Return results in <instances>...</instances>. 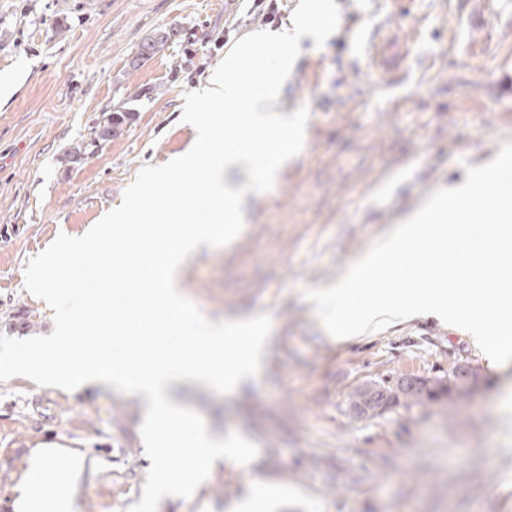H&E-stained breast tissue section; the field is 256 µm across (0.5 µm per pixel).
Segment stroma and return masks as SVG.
Masks as SVG:
<instances>
[{
  "label": "stroma",
  "instance_id": "obj_1",
  "mask_svg": "<svg viewBox=\"0 0 512 512\" xmlns=\"http://www.w3.org/2000/svg\"><path fill=\"white\" fill-rule=\"evenodd\" d=\"M336 35L301 56L283 105L307 107L302 152L273 188L249 193L250 220L181 269V288L208 318L267 315L272 339L256 381L227 394L191 385L183 406L212 432L258 449L249 469L227 461L188 498L157 512H209L258 479L272 512H512V452H502L499 401L512 367L491 371L464 330L432 318L337 344L310 290L442 181L463 177L512 141V0H335ZM275 24L299 0H273ZM253 0H0V336L50 334L54 312L25 287L28 262L59 235L96 224L145 166L192 143L186 93L205 85L229 44L267 27ZM378 29V70L349 35ZM165 49L132 68L139 43ZM133 113L112 141L103 113ZM82 154L66 161L67 152ZM476 374L470 388L427 405L353 418L368 383ZM143 406L108 388L63 391L0 381V512H15L33 454L86 456L75 512H129L151 465Z\"/></svg>",
  "mask_w": 512,
  "mask_h": 512
}]
</instances>
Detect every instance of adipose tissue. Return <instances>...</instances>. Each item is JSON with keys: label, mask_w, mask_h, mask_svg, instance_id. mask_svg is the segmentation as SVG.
I'll list each match as a JSON object with an SVG mask.
<instances>
[{"label": "adipose tissue", "mask_w": 512, "mask_h": 512, "mask_svg": "<svg viewBox=\"0 0 512 512\" xmlns=\"http://www.w3.org/2000/svg\"><path fill=\"white\" fill-rule=\"evenodd\" d=\"M85 471V457L73 451L64 466H57L52 449L34 456L17 500L18 512H40L51 501L54 512H73L74 498Z\"/></svg>", "instance_id": "adipose-tissue-1"}]
</instances>
